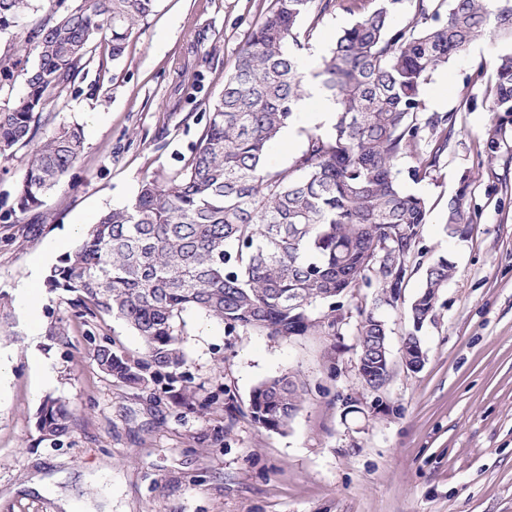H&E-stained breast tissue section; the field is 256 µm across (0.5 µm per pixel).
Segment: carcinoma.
<instances>
[{
    "mask_svg": "<svg viewBox=\"0 0 512 512\" xmlns=\"http://www.w3.org/2000/svg\"><path fill=\"white\" fill-rule=\"evenodd\" d=\"M57 19L37 23L21 39L22 54L0 58V89L15 73L26 76V96L0 108V159L28 145L53 95H61L91 62L99 42L119 60L136 26L156 0H84L70 9L50 0ZM361 0H275L240 49L224 90L209 105L204 131L181 168L145 179L132 201L102 214L77 250L51 268L45 285L77 296L76 316L125 320L141 337L144 354L132 357L105 340L93 360L118 383L170 388L184 379L182 313L198 310L230 333L303 336L336 320L310 316L316 304L331 311L349 290L378 289L375 307L398 302L407 264L422 239L429 213L425 197L406 192L398 159L416 160L415 181L431 176L454 130L455 113L425 112L422 90L431 74L487 31L512 40V0H418L405 24L393 16L402 0L378 6L336 37L314 77L337 105L331 130L303 131L302 149L288 167L271 170L264 156L294 119L303 95L297 56L299 20L331 4L352 13ZM446 13H441L443 5ZM28 8V0H0V30ZM34 64L28 65L29 58ZM487 82L499 124L482 142L499 152L512 123V54L492 70L479 64L466 88ZM83 129L63 125L30 154L17 184L21 211L43 204L79 162ZM461 180L448 201V233L477 217L463 200ZM454 265L441 257L430 265L411 303L413 331L431 319ZM358 343L369 347L386 336L385 322L359 310ZM303 386L290 374L266 379L252 391L249 417L259 428L284 430L298 410ZM71 413L58 401L40 410L44 440L67 435Z\"/></svg>",
    "mask_w": 512,
    "mask_h": 512,
    "instance_id": "carcinoma-1",
    "label": "carcinoma"
}]
</instances>
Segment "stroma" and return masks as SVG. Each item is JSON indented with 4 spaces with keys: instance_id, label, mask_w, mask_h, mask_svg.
<instances>
[{
    "instance_id": "35a3bbf8",
    "label": "stroma",
    "mask_w": 512,
    "mask_h": 512,
    "mask_svg": "<svg viewBox=\"0 0 512 512\" xmlns=\"http://www.w3.org/2000/svg\"><path fill=\"white\" fill-rule=\"evenodd\" d=\"M274 0H157L123 57L99 71L90 63L42 114L36 134L79 124L83 155L41 207L15 211V191L31 152L0 162V300L15 333L0 337L10 376L0 387V512H64L62 499L88 512H512V123L500 154L482 141L497 117L474 89L462 90L479 63L512 52L484 36L434 71L422 93L427 113L455 112V131L431 176L405 191L428 199L414 270L394 308H375L373 288L351 291L335 331L305 336L227 334L189 311L182 348L186 391L115 382L92 360L110 338L143 353L123 320L83 322L72 294L45 290L41 328L30 338L17 288L50 241L72 224H93L120 209L142 181L190 158L210 103L222 92L238 52ZM355 20L338 7L299 22L303 53L328 54ZM470 181L465 208L478 218L465 237L449 236L448 202ZM454 272L419 332L425 362L403 365L399 348L412 329L410 306L438 257ZM386 323L391 376L379 391L358 373L361 309ZM285 373L304 385L283 431L248 415L261 381ZM72 413L69 433L42 439L44 402Z\"/></svg>"
}]
</instances>
